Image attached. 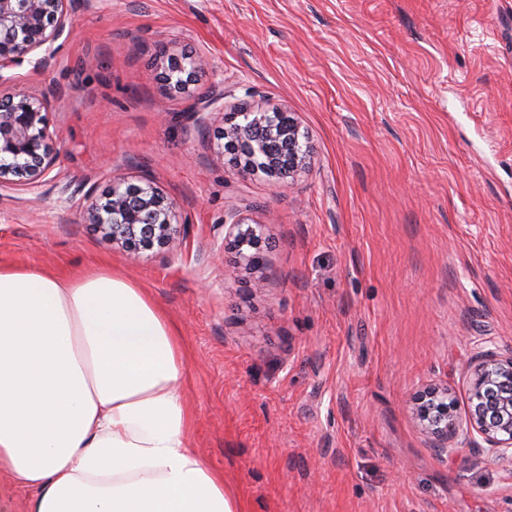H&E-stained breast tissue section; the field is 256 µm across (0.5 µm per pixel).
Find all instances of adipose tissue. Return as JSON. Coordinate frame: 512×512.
<instances>
[{"label": "adipose tissue", "mask_w": 512, "mask_h": 512, "mask_svg": "<svg viewBox=\"0 0 512 512\" xmlns=\"http://www.w3.org/2000/svg\"><path fill=\"white\" fill-rule=\"evenodd\" d=\"M185 356L111 270L0 265V473L31 512H239L190 446Z\"/></svg>", "instance_id": "1"}]
</instances>
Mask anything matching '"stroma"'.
<instances>
[{"label": "stroma", "instance_id": "1", "mask_svg": "<svg viewBox=\"0 0 512 512\" xmlns=\"http://www.w3.org/2000/svg\"><path fill=\"white\" fill-rule=\"evenodd\" d=\"M55 63L59 158L0 189V264L105 266L147 288L186 346L192 448L240 512H512V463L426 434L414 398L512 355V0H75ZM194 55L169 92L160 49ZM287 105L311 167L246 177L196 126ZM149 178L182 228L132 254L81 208L115 175ZM263 223V288L224 242L225 212Z\"/></svg>", "mask_w": 512, "mask_h": 512}]
</instances>
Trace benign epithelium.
I'll use <instances>...</instances> for the list:
<instances>
[{
    "mask_svg": "<svg viewBox=\"0 0 512 512\" xmlns=\"http://www.w3.org/2000/svg\"><path fill=\"white\" fill-rule=\"evenodd\" d=\"M72 0H0V187L34 186L55 165L58 154L49 119L50 94L21 91L9 85L3 71L22 64L30 54L43 52L38 66H50L54 43L71 30ZM192 56L167 59L164 81L183 92L199 72ZM224 93L209 96L207 112H193L198 125L222 123L217 153L232 151L243 176L263 175L287 185L310 164L312 146L296 113L283 107L256 112H221L214 104ZM85 218L105 237L137 252L169 244L178 232L176 205L151 180L137 183L122 175L112 178L100 195L85 194ZM225 237L238 248L240 264L256 272L263 225L238 211L224 215ZM468 419L460 422L448 389H430L418 398V416L429 433L448 439L478 434L487 445V461L497 463L512 452V356L486 352L469 365Z\"/></svg>",
    "mask_w": 512,
    "mask_h": 512,
    "instance_id": "1",
    "label": "benign epithelium"
}]
</instances>
